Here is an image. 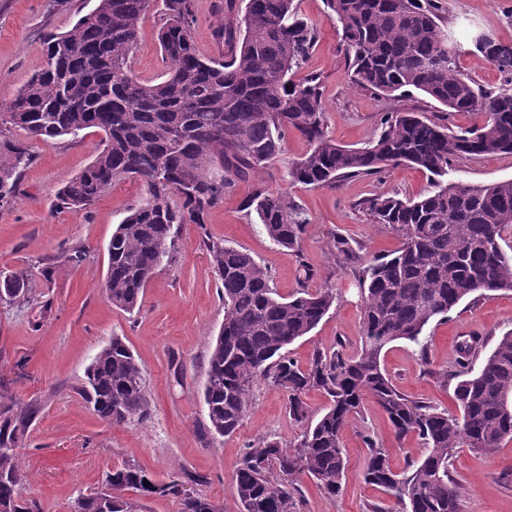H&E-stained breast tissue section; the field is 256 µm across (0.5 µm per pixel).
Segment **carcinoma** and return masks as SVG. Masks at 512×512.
<instances>
[{
  "instance_id": "obj_1",
  "label": "carcinoma",
  "mask_w": 512,
  "mask_h": 512,
  "mask_svg": "<svg viewBox=\"0 0 512 512\" xmlns=\"http://www.w3.org/2000/svg\"><path fill=\"white\" fill-rule=\"evenodd\" d=\"M328 18L341 28L351 80L381 98L419 91L451 112L482 117L472 130L452 132L417 112H392L380 134L362 147L336 144L324 131L318 76L296 83L316 31L295 0H224V24L214 40L224 56H204L190 23L194 0H162L158 34L169 69L160 80H142L131 69L143 16L154 0H97L72 29L46 37L42 68L0 105V208L17 194L30 165L31 140L48 142L103 135L94 160L57 191L55 208L81 210L125 178L145 187V198L112 233L103 285L109 303L134 311L158 268L173 261L177 229L196 224L201 245L221 287L224 323L212 343L203 405L210 429L228 436L241 426L253 383L267 379L287 395L288 416L307 424L292 447L260 440L247 448L232 481L242 512H300L305 476L330 496L342 489L343 432L369 400L388 417L399 438L415 434L425 454L393 470L388 454L367 437L364 482L386 493L393 507L375 512H459V491L450 460L460 448L486 455L512 440V332L473 364L483 343L460 344L454 394L460 415H451L401 393L381 364L397 340L416 345L429 323L472 295L512 292V179L472 185L448 179L456 158L512 155V41L474 29L467 46L506 77L487 90L458 68L464 45L442 23L440 0H324ZM293 130L308 152L286 170L290 182L334 187L375 176L390 167L429 173L433 190L413 199L379 194L363 208L396 233L393 255L368 260L361 247L333 236L336 254L358 270L362 291L360 350L317 351L307 368L286 355L311 333L336 303V289H304L284 298L271 286L266 267L243 248L205 231L208 213L241 183L252 185L243 209L279 248L297 251L309 218L286 191L272 190L259 174L286 151ZM23 275L4 278L0 296L21 300ZM312 389L330 405L309 421L304 401ZM82 392L104 420L123 424L149 419L140 363L118 337L86 370ZM33 411L0 399V512H39L23 497L27 477L16 447ZM146 475L126 465L105 474L102 489L81 494L76 512H136L125 496L136 490L181 498V512H216L204 496H183L176 479L143 484Z\"/></svg>"
}]
</instances>
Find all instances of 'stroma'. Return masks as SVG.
<instances>
[{
    "label": "stroma",
    "instance_id": "obj_1",
    "mask_svg": "<svg viewBox=\"0 0 512 512\" xmlns=\"http://www.w3.org/2000/svg\"><path fill=\"white\" fill-rule=\"evenodd\" d=\"M219 0H195L191 35L209 56L219 55L214 29L223 21ZM300 13L318 36L307 69L323 87L325 132L337 144L363 146L381 130L386 112H421L457 132L480 125L479 115L451 112L422 93L380 99L355 85L344 56L341 32L326 16L323 0H296ZM96 0H0V104L12 99L44 61L49 33L68 31L94 9ZM443 22L449 28L469 24L496 38L512 41V0H446ZM165 23L161 6L141 21L131 60L143 79L163 76L168 63L158 41ZM101 135L86 132L31 144L32 164L23 172L15 201L0 208V278L27 276L30 297L24 302L0 300V396L37 413L17 454L27 476L25 496L41 512H75L78 495L100 489L105 472L137 465L154 482L195 476L192 493L207 497L218 512H241L231 484L246 448L261 439L284 446L300 440L304 428L286 409L285 393L270 381L257 380L250 391L242 425L230 436L210 432L202 401L211 345L224 322L221 288L202 233L248 250L269 270L281 296L300 287L309 291L336 288V303L322 322L288 348L300 367L319 350L360 349L362 297L358 274L334 254L333 235L357 244L367 258L388 254L400 245L388 229L374 224L360 208L363 199L396 193L412 197L432 189L427 173L405 166L350 179L336 188L313 189L284 180L289 161L309 149L289 133L286 152L270 165L269 186L287 191L310 223L299 252L273 245L261 225L241 209L247 184L226 194L213 209L206 228L182 225L175 261L160 268L144 291L139 308L125 312L107 302L101 285L107 272V245L129 208L141 203L144 188L125 179L86 209L54 210L61 185L80 173L101 150ZM450 177L468 184L512 179V155L455 159ZM82 251L81 263L69 256ZM312 278H305L303 266ZM52 267V278L42 271ZM512 330V295L487 293L468 299L447 316L433 320L424 332L426 352L404 341L390 344L383 364L396 387L409 398L454 410L452 370L462 336H478L492 350L499 336ZM121 337L142 366L151 418L147 423L113 425L101 419L80 393L85 370L95 355ZM371 437L389 454L394 470L418 460L423 447L417 436L397 438L386 415L373 403L351 418L343 434L346 457L341 493L327 497L312 479L300 487L302 512H371L391 499L363 480ZM452 475L461 512H512V441L493 455L462 448L455 453Z\"/></svg>",
    "mask_w": 512,
    "mask_h": 512
}]
</instances>
